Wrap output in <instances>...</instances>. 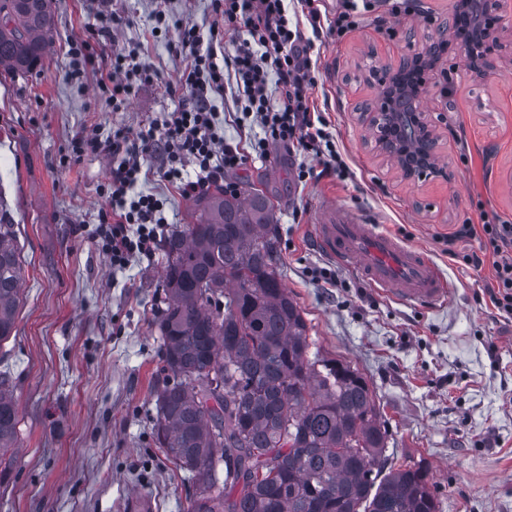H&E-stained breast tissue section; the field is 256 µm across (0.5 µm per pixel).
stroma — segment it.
<instances>
[{"label":"stroma","instance_id":"obj_1","mask_svg":"<svg viewBox=\"0 0 512 512\" xmlns=\"http://www.w3.org/2000/svg\"><path fill=\"white\" fill-rule=\"evenodd\" d=\"M416 13L367 21L342 39L321 37L312 57V98L350 168L341 179L309 154L273 148L265 160L229 172L240 187L266 191L274 205L280 272L321 354L351 363L367 379L388 431L387 463L427 469L439 512H512V314L495 308L493 258L481 270L462 255L484 237L456 239L481 212L512 223V56L487 79L470 78L467 52L450 40L428 78L422 108L436 122L447 180L404 179L375 145L363 114L380 88L370 67L398 66L423 51L453 13L454 0H414ZM57 30L40 68L0 74V201L10 211L25 269L15 329L0 367L16 385L19 448L0 512H129L142 496L153 512H187L195 487L152 439L155 394L164 375L156 325L164 257H134L112 269L94 232L107 205L112 160L73 158L81 136L111 137L162 120L180 105L170 93L184 67L173 34L154 33L165 11L201 30L210 0H52ZM127 23L116 43L139 48L160 81L142 85L116 110L101 74L68 78L69 42L93 40L99 12ZM241 98L232 71L213 110L227 142L248 147L258 125L237 124ZM139 191L163 203L165 232L193 223L199 202L159 177L158 155L141 156ZM309 172L298 181L299 169ZM349 209L420 248L449 278V301L434 309L389 299L314 246L324 206ZM453 254H445V247ZM331 269L335 285L315 281ZM496 355H489V346Z\"/></svg>","mask_w":512,"mask_h":512}]
</instances>
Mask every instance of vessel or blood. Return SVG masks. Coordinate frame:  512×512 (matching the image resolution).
I'll use <instances>...</instances> for the list:
<instances>
[{"label":"vessel or blood","instance_id":"1","mask_svg":"<svg viewBox=\"0 0 512 512\" xmlns=\"http://www.w3.org/2000/svg\"><path fill=\"white\" fill-rule=\"evenodd\" d=\"M315 245L333 261L358 272L371 287L402 303L430 307L447 293L439 269L419 250L375 225L356 222L345 210H323Z\"/></svg>","mask_w":512,"mask_h":512}]
</instances>
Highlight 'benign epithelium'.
I'll list each match as a JSON object with an SVG mask.
<instances>
[{
  "instance_id": "1",
  "label": "benign epithelium",
  "mask_w": 512,
  "mask_h": 512,
  "mask_svg": "<svg viewBox=\"0 0 512 512\" xmlns=\"http://www.w3.org/2000/svg\"><path fill=\"white\" fill-rule=\"evenodd\" d=\"M455 10L472 21L465 48L472 76L482 79L495 57L512 52V43L500 37L502 0H455ZM441 56L442 48L435 42L424 54L407 58L403 65L377 72L380 102L369 120L381 123L378 148L395 159L409 180L427 174L444 180L450 177V172L433 160L438 138L432 118L420 107L428 89L425 74L436 67Z\"/></svg>"
}]
</instances>
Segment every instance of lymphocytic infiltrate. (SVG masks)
<instances>
[{"label":"lymphocytic infiltrate","instance_id":"obj_1","mask_svg":"<svg viewBox=\"0 0 512 512\" xmlns=\"http://www.w3.org/2000/svg\"><path fill=\"white\" fill-rule=\"evenodd\" d=\"M384 0H339L333 17H323L316 0H300V9L288 10V0H211L221 25L208 32L182 19L158 13L157 30H175L172 50L185 62L179 77L184 98L178 110L159 122L142 126L137 132L113 131L110 138L77 139L74 154L103 153L113 161L112 173L103 188L108 204L99 214L95 238L113 269L129 267L133 257L153 255L160 241L164 219L162 203L155 195L139 192L142 180L140 156L161 154L163 180L187 199L203 197L211 189L237 186L225 182V173L243 166L247 156L240 146L225 143L215 122L212 102L224 93V72L232 70L243 101L244 119L258 123L263 131L253 145L255 156L265 159L270 148L307 152L324 158L325 171L344 178L349 168L336 148L323 118L310 106V92L317 84L311 52L315 37L342 38L377 12ZM99 44L75 41L69 46L71 79L85 71L104 72L100 90L113 108L123 107L141 84L159 80L160 74L138 50L116 47L114 29L122 25L117 14H100ZM309 24L311 35L301 26ZM228 29L242 31L231 56L218 59L217 48ZM277 82L278 95H271L270 82ZM483 248L496 261L495 288L488 294L494 306L512 313V225L498 217L484 218ZM473 225H462L459 234L472 236Z\"/></svg>","mask_w":512,"mask_h":512}]
</instances>
